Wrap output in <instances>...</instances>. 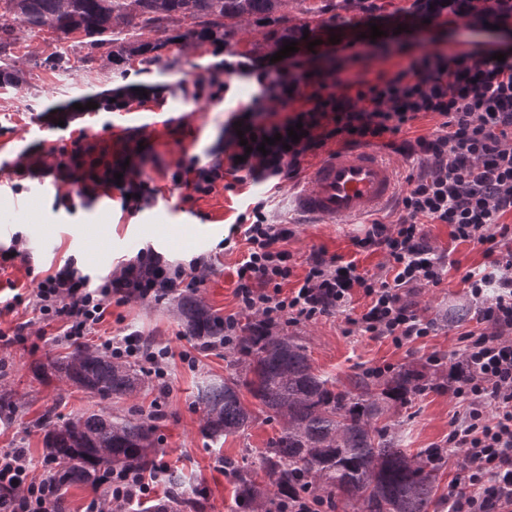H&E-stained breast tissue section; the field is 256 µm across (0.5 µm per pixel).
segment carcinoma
Here are the masks:
<instances>
[{
	"label": "carcinoma",
	"instance_id": "obj_1",
	"mask_svg": "<svg viewBox=\"0 0 512 512\" xmlns=\"http://www.w3.org/2000/svg\"><path fill=\"white\" fill-rule=\"evenodd\" d=\"M280 0H0V17L9 16L31 29L49 27L57 36L80 34L90 45L106 48L107 60L120 66L134 58L146 64L160 60V51L176 40H223L233 24L256 17L267 20ZM130 29L115 37L114 22ZM306 22L274 33L281 47L304 37ZM155 34L142 40L143 31ZM25 82L23 71L0 65V87ZM177 308L189 335L204 350L227 347L236 355L233 372L205 379L195 403L203 413V432L215 441L245 431L262 414L280 423V434L262 455L268 484L247 475L238 477L234 497L237 512H283L284 494L311 496L320 507L336 508V495L353 512H430L437 506L434 475L442 455L430 449L411 455L402 448L393 417L397 409L429 389L426 374L404 366L372 383L360 378L347 389L316 373L306 345L296 336L277 335L259 322L224 345V319L190 294ZM37 375L53 373L60 380L99 397L122 398L151 383L149 375L98 349L71 344L65 354L36 362ZM256 400V409L242 401V390ZM156 416L114 417L100 409L78 413L58 424L52 411L38 421L44 454L55 463L57 489L98 484L115 468L148 470L160 448L155 438ZM153 512H201L196 491L174 475L166 501Z\"/></svg>",
	"mask_w": 512,
	"mask_h": 512
}]
</instances>
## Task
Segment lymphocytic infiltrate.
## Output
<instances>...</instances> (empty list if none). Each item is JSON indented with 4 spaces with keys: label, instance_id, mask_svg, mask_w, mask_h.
I'll use <instances>...</instances> for the list:
<instances>
[{
    "label": "lymphocytic infiltrate",
    "instance_id": "1",
    "mask_svg": "<svg viewBox=\"0 0 512 512\" xmlns=\"http://www.w3.org/2000/svg\"><path fill=\"white\" fill-rule=\"evenodd\" d=\"M406 12L442 28L476 27L489 14L502 23L511 20L512 0H412ZM324 53L349 62V69L317 75L291 56L272 63H225V72L254 78L258 91L225 123L223 159L208 166L179 163L175 183L207 194L219 182L231 192L247 183L293 181L306 158L333 142L376 144L417 158L421 169L405 178L396 221L372 220L354 240L359 250L385 253L388 269L367 277L355 261L318 249L297 288L284 292L292 268L282 244L292 231L271 223L265 203L256 202L231 227L248 248L237 269L239 313L225 317L224 334L237 335L242 314L270 328L338 314L352 330L398 346L428 336L431 321L407 296L415 288L441 284L443 256L423 227L449 225L455 240L482 246L487 262L462 277L477 304V325L460 333L454 353L470 375L453 389L462 410L448 432V454L459 459L448 484V512H512V247L503 246L512 226L502 221L512 213V55L501 62L483 48L448 52L403 45L394 62L378 67L351 40ZM426 114L439 117L438 128L409 138L414 122ZM296 124L303 130L299 141L283 145L282 136ZM243 129L259 141L272 138V145L246 151L238 136ZM83 155L81 142H74L72 149L59 150L55 165L58 177L66 179L71 163L85 164L81 196L92 199L116 189L124 209L149 204L154 192L137 169L127 167L117 180L110 163L87 162ZM202 267L197 258L185 267L170 266L149 247L122 260L118 275L100 288L68 262L38 283L35 308L43 317L61 318L65 336L76 342L102 320L111 302L158 299L185 282L198 287ZM359 290L366 303L357 312L352 301ZM104 349L117 359L146 360L155 379L168 376L170 350L151 349L141 336L109 339ZM26 471L23 449L0 452V512H61L54 483L27 479ZM164 472L160 462L148 475L112 470L105 479L108 494L91 499L84 512H129Z\"/></svg>",
    "mask_w": 512,
    "mask_h": 512
}]
</instances>
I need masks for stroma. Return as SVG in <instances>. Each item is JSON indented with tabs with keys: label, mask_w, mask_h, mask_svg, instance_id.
Instances as JSON below:
<instances>
[{
	"label": "stroma",
	"mask_w": 512,
	"mask_h": 512,
	"mask_svg": "<svg viewBox=\"0 0 512 512\" xmlns=\"http://www.w3.org/2000/svg\"><path fill=\"white\" fill-rule=\"evenodd\" d=\"M386 7L381 24L385 40L364 45L375 58L391 54L399 44L414 46L467 43L488 49L512 46V36L493 29L450 30L424 23L420 18L397 16L396 8L409 0H376ZM327 23L323 37L341 35L356 39L364 19L360 0H282L277 19L243 20L223 45L190 42L163 49L161 63L142 66L130 62L117 70L74 34L59 41L40 31L15 25V40L6 49L17 68L26 76L18 89L0 88V215H12L8 232L0 233V247L10 244L12 235L21 238V257L0 268V300L21 294L12 310L0 312V330L11 334L0 345V371L15 393L18 409L12 420L0 421V451L24 449L31 461L30 478L44 474L43 432L36 419L47 408L57 417L93 410L118 416L131 411L160 408L156 420L162 453L168 468L198 483L203 512H233L234 488L239 475L264 480L261 454L278 433L276 423L257 420L243 433L227 437L215 448L202 433V412L194 396L206 377L221 379L231 371V356L224 350H203L186 335L177 316L174 296L162 300H133L108 308L84 341L99 347L109 338L136 333L153 337L169 348L168 389L152 385L121 399L103 401L56 377L34 378L31 365L66 352L63 321L38 320L33 309V290L38 281L53 274L65 262L82 272L107 276L118 262L130 259L146 247L154 248L172 263H189L200 258L207 267L206 281L194 294L221 317L238 313L236 268L247 252L244 241L224 246V229L248 204L266 200L272 222L288 225L293 235L285 244L291 255L293 275L283 284L294 288L307 270L315 249L356 261L359 272L378 275L386 258L382 252L358 250L355 235L363 224L304 223L294 207L298 185L284 182L276 193L262 184H246L230 193L216 185L208 194H196L177 186L172 175L180 160L197 159L208 165L224 153V124L255 94L254 79L224 73L225 62L265 56L272 51L271 36L284 26L312 20ZM70 59L64 71L51 69L48 60L55 51ZM227 83L228 91L210 96L204 85L213 78ZM132 100L122 111L106 108L113 92ZM86 144L106 152L109 159L131 160L143 173L144 181L156 188L151 206L139 211L123 209L119 193L100 194L93 200L78 193V183L63 181L50 170L54 150L71 147L78 133ZM45 163L38 174L18 175L20 160ZM41 196L42 219L34 224L16 214L33 194ZM424 231L439 252L450 260L440 285L413 290L409 299L424 318L434 321L430 336L398 347L388 339H373L351 333L343 316L280 326V333L301 337L317 372L333 378L338 387L365 376L375 367L398 370L406 365L423 366L431 356L453 363V350L462 327L446 322L451 302L467 297L464 273L485 264L480 246L454 240L445 224L425 225ZM21 338H14L16 327ZM458 410L451 390L434 388L416 397L395 418L402 445L416 454L444 445ZM227 460L219 467L218 458Z\"/></svg>",
	"instance_id": "1"
}]
</instances>
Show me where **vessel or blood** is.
I'll return each instance as SVG.
<instances>
[{
	"label": "vessel or blood",
	"instance_id": "b4317fda",
	"mask_svg": "<svg viewBox=\"0 0 512 512\" xmlns=\"http://www.w3.org/2000/svg\"><path fill=\"white\" fill-rule=\"evenodd\" d=\"M397 167L369 146L337 152L324 161L296 195L299 215L348 224L385 210L398 194Z\"/></svg>",
	"mask_w": 512,
	"mask_h": 512
}]
</instances>
